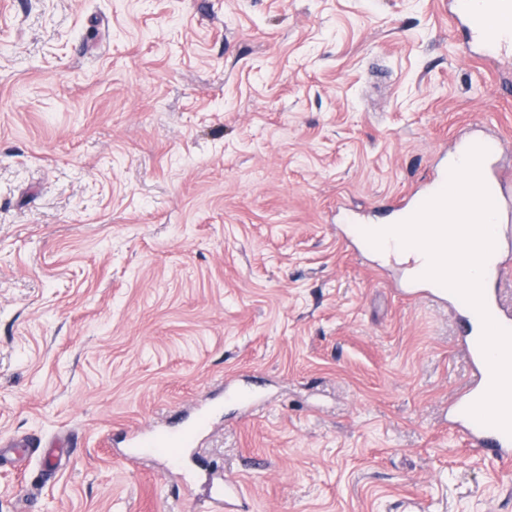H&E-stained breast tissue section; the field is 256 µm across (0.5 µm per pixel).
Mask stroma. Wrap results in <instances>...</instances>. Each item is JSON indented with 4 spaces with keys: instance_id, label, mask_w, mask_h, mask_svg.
Segmentation results:
<instances>
[{
    "instance_id": "obj_1",
    "label": "stroma",
    "mask_w": 512,
    "mask_h": 512,
    "mask_svg": "<svg viewBox=\"0 0 512 512\" xmlns=\"http://www.w3.org/2000/svg\"><path fill=\"white\" fill-rule=\"evenodd\" d=\"M512 140V78L440 0H0V512H512L452 431L448 308L398 293L336 206L412 191L468 124ZM222 404L183 468L110 442ZM210 511H242L243 493L241 486L235 478L217 475L216 482L212 480L211 489L207 496Z\"/></svg>"
}]
</instances>
